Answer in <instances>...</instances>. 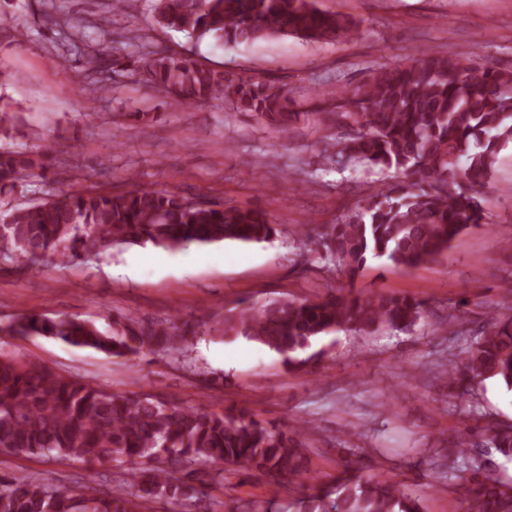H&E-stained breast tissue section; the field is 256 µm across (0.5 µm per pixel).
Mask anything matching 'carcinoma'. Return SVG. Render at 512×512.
Segmentation results:
<instances>
[{
	"label": "carcinoma",
	"instance_id": "cac0c4a2",
	"mask_svg": "<svg viewBox=\"0 0 512 512\" xmlns=\"http://www.w3.org/2000/svg\"><path fill=\"white\" fill-rule=\"evenodd\" d=\"M163 29L219 45L296 37L313 44L351 40L358 24L320 9L316 0H156ZM150 87L178 103L198 106L224 98L282 131L299 113L283 86L244 81L154 52L143 61ZM337 122L352 132L327 142L324 156L357 166L395 170L403 179L360 200L321 241L347 293L315 300L277 299L242 309L224 334L243 336L291 366L325 353L314 346L340 330L366 333L387 325L406 331L424 314V302L406 294L363 295L356 277L372 259L415 268L448 250L485 212L481 191L499 152L512 143V69L476 59L422 51L405 64L382 65L363 84L325 92ZM18 116L0 104V140L13 137ZM42 155L0 151V199L22 192L42 175ZM280 233L269 213L197 201L149 187L112 193L87 188L58 199L0 209V255L31 265L75 263L121 242L178 249L189 244L261 243ZM22 336H45L114 357L142 360L179 352L187 342L177 324L145 329L120 317L107 330L77 317L28 315L15 322ZM460 364H448V387L466 396L495 379L512 389V319L493 318L477 332ZM311 427L288 435L244 413H216L148 393L124 395L64 375L48 365L0 353V453H42L80 462H117L130 489L107 493L29 476L0 479V512H148L156 499L203 501L206 492L171 466L237 465L269 476L301 473ZM476 445L512 456V427L487 423L467 429ZM449 468L472 473L464 512H512V487L484 472L481 459L448 449ZM420 493L378 472L340 478L330 492L309 493L300 512H418Z\"/></svg>",
	"mask_w": 512,
	"mask_h": 512
}]
</instances>
